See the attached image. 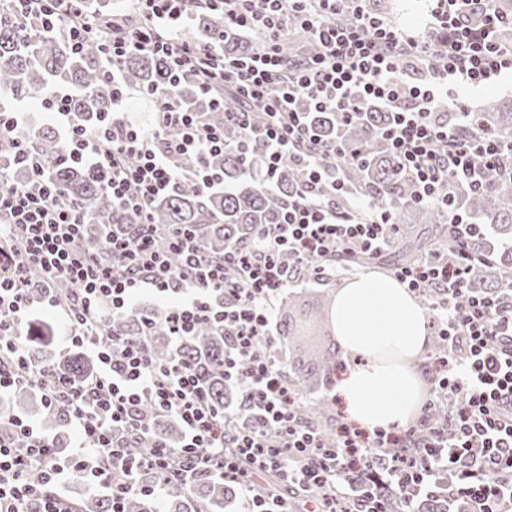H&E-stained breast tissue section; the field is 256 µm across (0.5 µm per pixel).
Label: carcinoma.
Instances as JSON below:
<instances>
[{
	"label": "carcinoma",
	"instance_id": "1",
	"mask_svg": "<svg viewBox=\"0 0 512 512\" xmlns=\"http://www.w3.org/2000/svg\"><path fill=\"white\" fill-rule=\"evenodd\" d=\"M188 35L200 42L216 41L224 52L233 55L252 51V42L244 38L224 39V15L208 8L202 0H195ZM314 51L312 44L300 48L287 44L283 55L292 64L312 56ZM122 76L127 85L146 92L164 90L182 108L200 113L206 123L224 126L227 142L234 144L241 138L243 130L224 124V112L212 108L199 96L192 78H183L175 87H169L166 66L156 56L140 53L129 57ZM54 86L70 90L73 112L89 132L112 111V81L106 75L104 54L96 43L87 44L76 54L59 34L32 23L22 26L17 19L4 16L0 21V105L40 96ZM308 117L322 142L343 141L360 151L361 161L343 170L348 193L339 203L350 210L359 198L373 193V203L390 210L394 222L402 225L395 243L400 261H410L439 242L454 250L448 238L446 212L416 203L414 181L401 172L398 157L381 136L393 121L392 113L364 101L358 117L349 123L335 112L314 111ZM481 122L489 130L512 133V109H507L501 100L489 99L483 105ZM13 136L21 139L30 154L39 160L46 177L58 191L79 204L91 223L84 245L92 251H102L105 235L112 225L127 223L124 212L103 190L109 172L71 160L67 141L49 123L38 128L20 127ZM0 166L13 183L34 186L28 163L15 156L6 139L0 141ZM207 166L224 174L223 185L201 188L191 180H179L154 200L151 213L156 224L185 225L203 250L215 257L223 256L227 247L250 242L256 235L257 225L281 223L302 186V169L294 159H284L275 177L269 178L263 152L258 147L245 157L232 149L212 154ZM484 182V190L474 191L464 183L451 181L448 192L460 214L491 225L505 239L512 238V180L490 169L484 173ZM485 240L486 235L480 233L469 241L468 251L473 258L469 287L494 295L502 282L512 276V248L494 254V262L487 265L483 261ZM334 300L332 293H322V306L317 308L315 319L333 321ZM149 314L154 324L150 351L164 359L171 349L166 336L168 309L155 308ZM106 330H116L128 341L135 342L141 337L142 322L135 312L119 314L107 318ZM178 353L203 372L210 402L217 407L224 406L233 396L224 382V336L216 333L213 325H202L179 345ZM28 355L34 365L64 373L76 383L95 372L93 359L87 353L77 350L59 360L48 340L29 341ZM30 400V389L16 388L10 396L9 410L0 412V419L25 414ZM143 410L153 417L152 429L161 440L171 446L179 445L181 430L174 419L155 415L148 405ZM369 490L395 506L407 497L404 487L392 485L383 478L370 482ZM237 492L233 482L220 479H201L187 488L171 483L163 509L164 512H218ZM76 507L78 512H110L111 501L104 496L81 497ZM126 508L127 512H157L156 502L149 496L129 500ZM462 508L464 503L448 496V490L443 487L433 493L422 490L411 501L413 512H458Z\"/></svg>",
	"mask_w": 512,
	"mask_h": 512
}]
</instances>
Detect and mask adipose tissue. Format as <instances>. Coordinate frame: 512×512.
<instances>
[{
    "label": "adipose tissue",
    "instance_id": "ef3b65f1",
    "mask_svg": "<svg viewBox=\"0 0 512 512\" xmlns=\"http://www.w3.org/2000/svg\"><path fill=\"white\" fill-rule=\"evenodd\" d=\"M333 318L341 349L362 359L336 384L349 421L367 430L412 422L427 397L424 309L396 278L360 274L337 290Z\"/></svg>",
    "mask_w": 512,
    "mask_h": 512
}]
</instances>
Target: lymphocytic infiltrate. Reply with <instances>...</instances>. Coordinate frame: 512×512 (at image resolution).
Wrapping results in <instances>:
<instances>
[{
    "label": "lymphocytic infiltrate",
    "instance_id": "f902f5d3",
    "mask_svg": "<svg viewBox=\"0 0 512 512\" xmlns=\"http://www.w3.org/2000/svg\"><path fill=\"white\" fill-rule=\"evenodd\" d=\"M7 0L5 10L20 21L40 20L62 32L73 51L99 43L112 79V116L95 131L76 122L68 91L42 97L73 152L109 169L104 185L114 203L133 213L128 224L112 227L103 254L83 243L87 224L74 201L46 180L31 161L38 191L9 181L0 171V398L25 384L42 394L46 410L65 413L78 436L77 450L60 455L55 438L35 423L14 417V431L0 436V512H76L61 491L69 481L107 490L111 512H124L126 499L157 495L170 481L193 485L202 476L234 481L248 512H284L282 501L257 491L256 473L276 470L303 496L307 512H388L382 499L358 500L357 486L382 473L389 483L433 488L447 482L476 512H512V281L499 294L472 291V259L467 241L477 227L453 208L448 180L484 186L483 169L512 177V138L481 127L460 100L463 89H477L512 71V46L496 32L502 22L488 0H434L423 35L408 34L366 11L362 0H210L224 14L225 35L256 31L259 43L249 56L232 57L184 34L190 0H135L144 25L113 21L102 27L83 9V0ZM351 22H341L344 13ZM482 13L479 27L470 16ZM304 30L318 47L305 63L287 66L279 47L292 28ZM149 52L162 59L171 79L190 73L211 104H224L232 88L263 116L252 124L247 113L228 112L225 122L240 126L239 153L264 150L266 170L275 174L289 155L304 169L305 184L282 223L265 224L253 242L214 260L186 232L150 220L149 205L183 173L178 157L227 149L224 130L182 110L165 91H153L157 120L145 131L124 115L129 97L121 79L124 61ZM436 58L429 70L418 60ZM338 113L352 121L362 101L376 102L395 119L383 135L415 177L419 202L448 211L454 254L437 250L395 277L424 296L428 323L444 345L431 355L434 391L419 421L408 428L370 432L349 424L336 429L333 443L304 413L301 397L285 369V343L276 322L278 301L293 282L309 277L324 282L346 271L343 254L379 257L400 234L388 210H373L370 199L353 211L337 207L344 166L358 163L356 149L320 144L297 103ZM449 117L436 115L439 100ZM178 128V137L166 135ZM167 237L160 250L158 237ZM182 256L172 267L167 253ZM45 284L67 280L72 301L64 315L68 342L89 347L96 375L81 386L35 367L27 357L26 324L45 307H56L52 292L30 298L31 276ZM172 297L167 333L180 344L198 325L224 329V378L241 401L219 413L208 402L197 369L178 354L155 359L147 343H131L102 328L105 310L135 308L143 291ZM178 419L182 446L172 448L151 433L141 414L143 402ZM145 446L129 457L130 439ZM153 471L155 484L142 482Z\"/></svg>",
    "mask_w": 512,
    "mask_h": 512
}]
</instances>
